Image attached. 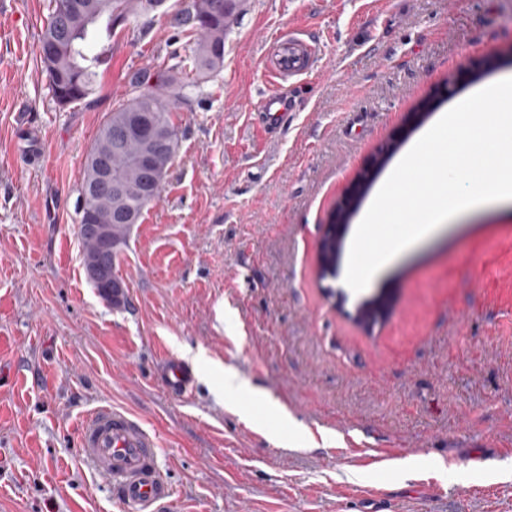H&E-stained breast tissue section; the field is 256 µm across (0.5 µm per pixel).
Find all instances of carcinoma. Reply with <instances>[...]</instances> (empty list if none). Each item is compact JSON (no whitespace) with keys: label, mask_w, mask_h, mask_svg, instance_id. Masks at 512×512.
I'll return each mask as SVG.
<instances>
[{"label":"carcinoma","mask_w":512,"mask_h":512,"mask_svg":"<svg viewBox=\"0 0 512 512\" xmlns=\"http://www.w3.org/2000/svg\"><path fill=\"white\" fill-rule=\"evenodd\" d=\"M160 0H49V13L39 42V57L48 89L60 107L79 103L98 87L104 54L90 56L85 47L100 31L112 36L116 24L136 25L159 10ZM239 0H186L174 16L185 39L183 52H173L176 63L163 70L148 67L129 78L128 100L113 110L94 141L85 162L79 200L102 216L112 217L110 237L115 248L78 227L84 266L102 264L108 274L117 272L122 246L131 225L159 198L161 185L151 186L148 170L167 174L178 150L171 115L180 105L203 92L208 75L224 67V40L230 26L224 20L235 14ZM150 146V164L143 162V147ZM112 174V190L87 195L100 169Z\"/></svg>","instance_id":"obj_1"}]
</instances>
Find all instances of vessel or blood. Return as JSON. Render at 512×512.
Listing matches in <instances>:
<instances>
[{
    "instance_id": "obj_1",
    "label": "vessel or blood",
    "mask_w": 512,
    "mask_h": 512,
    "mask_svg": "<svg viewBox=\"0 0 512 512\" xmlns=\"http://www.w3.org/2000/svg\"><path fill=\"white\" fill-rule=\"evenodd\" d=\"M318 50L314 41L292 30L276 42L268 71L277 79L301 76L313 64ZM283 95L272 93L258 103V124L276 127L288 114ZM159 378L171 395L184 398L192 391L189 370L174 358L163 362ZM79 452L92 470L105 476L127 512H162L173 492L157 464L158 441L130 413L101 406L89 416L79 437Z\"/></svg>"
}]
</instances>
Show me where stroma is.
Instances as JSON below:
<instances>
[{
	"instance_id": "35a3bbf8",
	"label": "stroma",
	"mask_w": 512,
	"mask_h": 512,
	"mask_svg": "<svg viewBox=\"0 0 512 512\" xmlns=\"http://www.w3.org/2000/svg\"><path fill=\"white\" fill-rule=\"evenodd\" d=\"M47 4L0 0V512H124L78 454L103 405L156 434L171 512H512V205L442 226L362 291L342 283L396 158L512 68V0H242L223 69L172 115L178 151L122 250L120 308L86 278L78 189L129 76L170 64L182 0L115 28L99 89L65 108L39 62ZM290 29L321 56L260 140ZM187 353L181 400L156 369ZM228 369L245 389L225 392Z\"/></svg>"
}]
</instances>
